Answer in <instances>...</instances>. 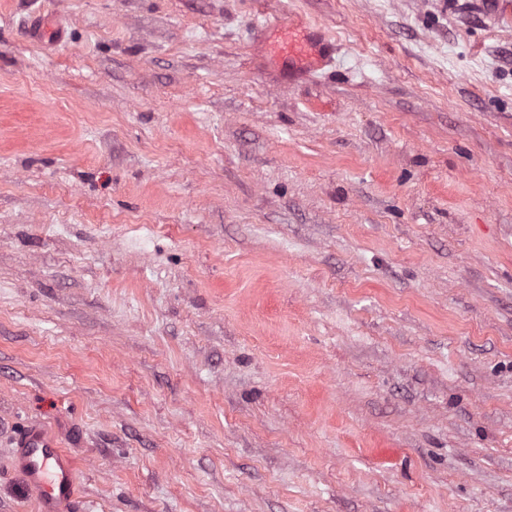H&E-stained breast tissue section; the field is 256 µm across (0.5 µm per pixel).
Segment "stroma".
<instances>
[{
	"label": "stroma",
	"mask_w": 512,
	"mask_h": 512,
	"mask_svg": "<svg viewBox=\"0 0 512 512\" xmlns=\"http://www.w3.org/2000/svg\"><path fill=\"white\" fill-rule=\"evenodd\" d=\"M32 421L79 512H512V0H0V512ZM288 56L293 58L299 67L304 68L311 56H316L318 66H325L332 60L333 48L322 35L310 28L301 29V36L293 43L288 41Z\"/></svg>",
	"instance_id": "1"
}]
</instances>
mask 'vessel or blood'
Here are the masks:
<instances>
[{
	"label": "vessel or blood",
	"instance_id": "1",
	"mask_svg": "<svg viewBox=\"0 0 512 512\" xmlns=\"http://www.w3.org/2000/svg\"><path fill=\"white\" fill-rule=\"evenodd\" d=\"M287 53L298 65L313 58L324 66L331 61L333 48L318 31L305 28ZM12 464L24 475L41 512H73L77 503L74 459L42 424L28 425L16 436Z\"/></svg>",
	"mask_w": 512,
	"mask_h": 512
}]
</instances>
